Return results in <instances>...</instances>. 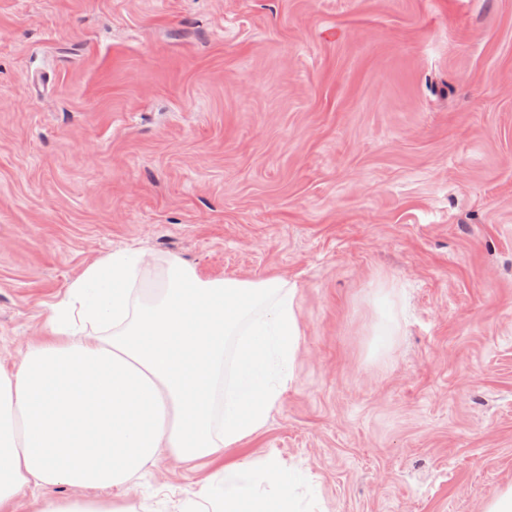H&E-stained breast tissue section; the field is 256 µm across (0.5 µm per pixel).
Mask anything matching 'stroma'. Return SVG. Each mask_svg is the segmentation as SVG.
<instances>
[{
	"mask_svg": "<svg viewBox=\"0 0 512 512\" xmlns=\"http://www.w3.org/2000/svg\"><path fill=\"white\" fill-rule=\"evenodd\" d=\"M122 248L287 278L303 330L266 427L134 504L271 456L304 512H483L512 484V0H0V365Z\"/></svg>",
	"mask_w": 512,
	"mask_h": 512,
	"instance_id": "1",
	"label": "stroma"
}]
</instances>
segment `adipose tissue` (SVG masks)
Wrapping results in <instances>:
<instances>
[{
  "instance_id": "adipose-tissue-1",
  "label": "adipose tissue",
  "mask_w": 512,
  "mask_h": 512,
  "mask_svg": "<svg viewBox=\"0 0 512 512\" xmlns=\"http://www.w3.org/2000/svg\"><path fill=\"white\" fill-rule=\"evenodd\" d=\"M142 252L113 251L68 287L17 370L0 368V512L28 488L64 485L37 512H133L139 473L161 454L211 458L266 426L295 379L298 290L280 276L209 277L166 263L139 300ZM279 488L275 501L257 494ZM275 460L222 470L194 512H300ZM111 491L108 499L100 491Z\"/></svg>"
}]
</instances>
